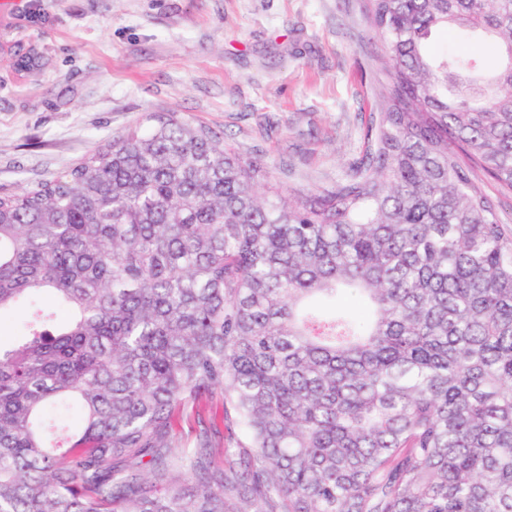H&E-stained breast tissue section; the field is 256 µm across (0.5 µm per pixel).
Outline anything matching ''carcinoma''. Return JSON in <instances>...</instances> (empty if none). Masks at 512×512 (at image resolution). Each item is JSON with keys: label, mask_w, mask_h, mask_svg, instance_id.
I'll return each instance as SVG.
<instances>
[{"label": "carcinoma", "mask_w": 512, "mask_h": 512, "mask_svg": "<svg viewBox=\"0 0 512 512\" xmlns=\"http://www.w3.org/2000/svg\"><path fill=\"white\" fill-rule=\"evenodd\" d=\"M392 83L323 193L148 112L0 196V512H512V0H368ZM492 37L489 71L427 41ZM218 392L238 448H176ZM482 192L495 201L505 222H512V191L503 190L497 183L482 176L476 178Z\"/></svg>", "instance_id": "carcinoma-1"}]
</instances>
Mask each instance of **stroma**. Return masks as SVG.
<instances>
[{"label":"stroma","mask_w":512,"mask_h":512,"mask_svg":"<svg viewBox=\"0 0 512 512\" xmlns=\"http://www.w3.org/2000/svg\"><path fill=\"white\" fill-rule=\"evenodd\" d=\"M35 57L20 71L16 52ZM384 50L364 0H0V194L47 182L148 112L222 136L283 191L345 182L380 119ZM236 437L215 394L173 422Z\"/></svg>","instance_id":"obj_1"}]
</instances>
